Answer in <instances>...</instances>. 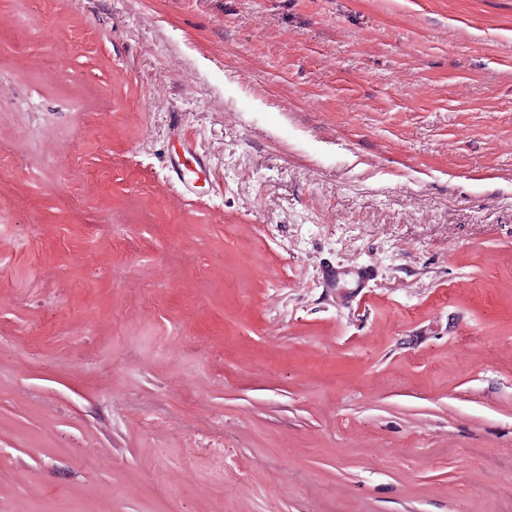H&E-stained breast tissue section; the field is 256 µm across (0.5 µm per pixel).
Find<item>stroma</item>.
<instances>
[{"mask_svg": "<svg viewBox=\"0 0 512 512\" xmlns=\"http://www.w3.org/2000/svg\"><path fill=\"white\" fill-rule=\"evenodd\" d=\"M0 259V512H512V0H0ZM178 145L179 148L174 147L171 153H169L167 166L175 171L182 178L185 186L189 188L193 183L190 179H187L186 176H188L189 173L198 176L199 172L205 169L204 161L202 158L198 157L196 148L192 142L179 140ZM187 162L193 164L194 168H188Z\"/></svg>", "mask_w": 512, "mask_h": 512, "instance_id": "obj_1", "label": "stroma"}]
</instances>
